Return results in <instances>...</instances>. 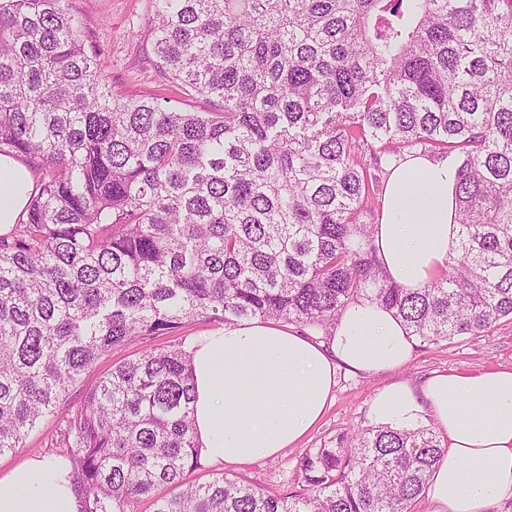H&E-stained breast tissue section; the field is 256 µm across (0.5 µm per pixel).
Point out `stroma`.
I'll return each mask as SVG.
<instances>
[{
	"label": "stroma",
	"instance_id": "stroma-1",
	"mask_svg": "<svg viewBox=\"0 0 512 512\" xmlns=\"http://www.w3.org/2000/svg\"><path fill=\"white\" fill-rule=\"evenodd\" d=\"M65 5L85 26L89 41L100 49L99 67L114 94L122 97H154L184 111H211L212 105L205 96L184 95L158 72L148 28L151 0H65ZM211 328V323L199 321L185 327L174 337L132 342L126 348L114 351L111 357L101 360L91 368L86 378L95 380L114 361L136 356L148 346L178 344ZM501 366H512L510 321L500 323L491 332L482 335L458 336L437 345L415 344L410 361L402 369L373 375L342 374L333 404L296 447L284 449L270 459L241 465L226 466L204 460L198 468L186 472L185 480L197 484L224 475L277 494L298 490L301 485L302 457L338 433L369 427L368 405L375 393L385 385L405 380L418 386L436 372L477 371ZM70 456V449L57 445L55 423L48 418L30 433L22 448L0 456V475L31 457L67 459Z\"/></svg>",
	"mask_w": 512,
	"mask_h": 512
}]
</instances>
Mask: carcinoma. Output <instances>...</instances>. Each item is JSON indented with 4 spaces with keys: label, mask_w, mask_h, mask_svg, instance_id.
Returning <instances> with one entry per match:
<instances>
[{
    "label": "carcinoma",
    "mask_w": 512,
    "mask_h": 512,
    "mask_svg": "<svg viewBox=\"0 0 512 512\" xmlns=\"http://www.w3.org/2000/svg\"><path fill=\"white\" fill-rule=\"evenodd\" d=\"M64 0H0V153L39 193L0 235V455L47 417L82 512H414L447 452L371 426L277 495L200 465L181 346L197 321L328 329L369 299L423 343L512 321V0H153L159 72L211 112L119 98ZM457 166L458 248L418 288L373 247L386 166ZM83 392L72 410L71 391Z\"/></svg>",
    "instance_id": "cac0c4a2"
}]
</instances>
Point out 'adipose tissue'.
<instances>
[{"mask_svg": "<svg viewBox=\"0 0 512 512\" xmlns=\"http://www.w3.org/2000/svg\"><path fill=\"white\" fill-rule=\"evenodd\" d=\"M374 244L390 277L417 287L444 268L455 245V169L447 160L404 155L389 167ZM36 191L33 169L0 154V234ZM413 340L402 322L360 301L316 341L275 321L244 320L188 339L201 454L237 465L297 445L332 404L340 369H401ZM374 424L432 425L447 446L428 483L430 512H489L512 492V366L436 373L421 386L390 383L370 402ZM66 461L31 458L0 476V512H80Z\"/></svg>", "mask_w": 512, "mask_h": 512, "instance_id": "obj_1", "label": "adipose tissue"}]
</instances>
